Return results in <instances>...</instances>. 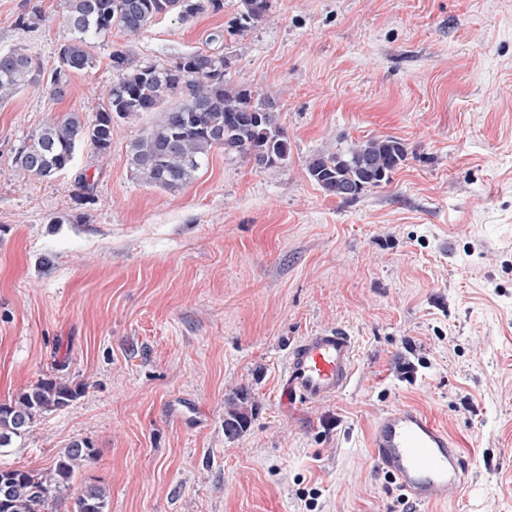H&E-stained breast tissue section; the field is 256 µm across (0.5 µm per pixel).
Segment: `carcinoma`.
I'll use <instances>...</instances> for the list:
<instances>
[{"label": "carcinoma", "instance_id": "1", "mask_svg": "<svg viewBox=\"0 0 512 512\" xmlns=\"http://www.w3.org/2000/svg\"><path fill=\"white\" fill-rule=\"evenodd\" d=\"M209 6H219V0H66L70 38L60 48L50 91L63 94L71 75L93 67L94 39L114 29L137 36L158 15L185 20ZM270 7L271 0H237L232 30L210 33L209 49L181 55L167 66L139 64L125 49L112 51L115 79L105 90V107L90 118L71 114L30 133L16 156L17 167L25 175L50 178L71 165L81 144L103 155L112 147L115 119L140 112L162 113L127 150L131 169L152 186L176 190L191 182L213 148L259 167L284 163L288 139L278 123L276 97L224 83L229 56L221 45L226 35L245 31L268 16ZM217 43L220 47L213 48ZM39 75L29 56L17 50L0 52V105L37 82ZM407 155L400 139L372 137L345 152L311 156L307 170L327 195L347 202L366 188L389 183ZM85 390L82 382L49 376L0 402V454L27 434L38 417L70 406ZM251 418L245 390L227 397L224 430L229 437L246 431ZM94 457L87 441L74 439L46 473L0 467V512H53L52 505L66 496L72 498L69 512H108L104 487L86 484L77 494L70 493L75 470Z\"/></svg>", "mask_w": 512, "mask_h": 512}]
</instances>
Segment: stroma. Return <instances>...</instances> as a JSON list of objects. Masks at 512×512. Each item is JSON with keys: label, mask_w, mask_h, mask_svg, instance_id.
Here are the masks:
<instances>
[{"label": "stroma", "mask_w": 512, "mask_h": 512, "mask_svg": "<svg viewBox=\"0 0 512 512\" xmlns=\"http://www.w3.org/2000/svg\"><path fill=\"white\" fill-rule=\"evenodd\" d=\"M220 3L112 31L63 96L41 81L0 107V400L46 376L86 386L0 466L44 472L87 440L72 487L102 485L109 512H512V0H272L228 40L224 81L276 96L283 164L214 149L183 187L148 185L127 161L160 118L143 112L107 155L18 170L29 133L100 108L112 50L169 64L230 25ZM65 14L0 0V50L50 72ZM386 136L408 148L389 184L343 203L310 179L309 156ZM326 327L356 342L349 385L283 405L289 347ZM239 387L255 410L230 439ZM397 406L469 461L444 504L403 499L376 465L373 426Z\"/></svg>", "instance_id": "35a3bbf8"}]
</instances>
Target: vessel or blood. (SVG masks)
<instances>
[{
	"instance_id": "b4317fda",
	"label": "vessel or blood",
	"mask_w": 512,
	"mask_h": 512,
	"mask_svg": "<svg viewBox=\"0 0 512 512\" xmlns=\"http://www.w3.org/2000/svg\"><path fill=\"white\" fill-rule=\"evenodd\" d=\"M355 342L338 328H323L304 336L289 352L282 398L293 403H317L336 397L351 381ZM372 446L380 469L403 496L431 506L448 498L451 488L464 487L469 469L462 449L424 412L395 407L381 416Z\"/></svg>"
}]
</instances>
